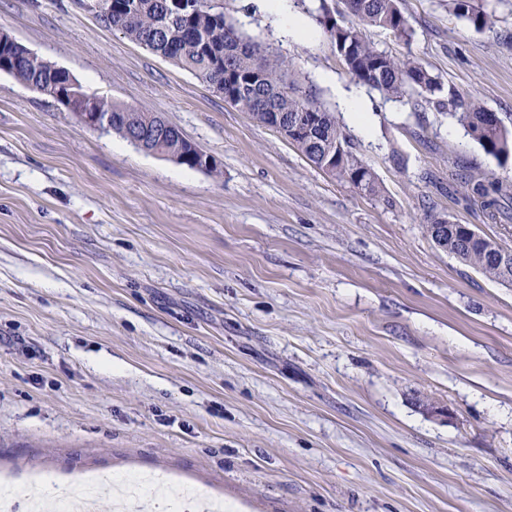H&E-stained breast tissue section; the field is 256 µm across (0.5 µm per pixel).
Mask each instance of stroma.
Listing matches in <instances>:
<instances>
[{
  "label": "stroma",
  "mask_w": 512,
  "mask_h": 512,
  "mask_svg": "<svg viewBox=\"0 0 512 512\" xmlns=\"http://www.w3.org/2000/svg\"><path fill=\"white\" fill-rule=\"evenodd\" d=\"M319 2L288 0L305 38L262 0L224 12L319 90L377 197L76 0H0V29L88 94L163 114L220 168L84 127L0 72V474L15 503L48 475L150 470L236 512H512V286L424 227L433 211L512 249V199L483 207L457 180L464 166L512 183V156L354 81ZM480 2L493 28L400 0L411 41L364 34L512 129V0Z\"/></svg>",
  "instance_id": "stroma-1"
}]
</instances>
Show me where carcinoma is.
Segmentation results:
<instances>
[{
  "label": "carcinoma",
  "mask_w": 512,
  "mask_h": 512,
  "mask_svg": "<svg viewBox=\"0 0 512 512\" xmlns=\"http://www.w3.org/2000/svg\"><path fill=\"white\" fill-rule=\"evenodd\" d=\"M194 2L196 5L182 14L175 9L173 0H112L110 15L101 21L204 82L224 85V96L230 98V103L248 112L256 122L269 126L270 113H283L288 125L279 133L310 162L341 183L380 196L375 174L354 154L351 139L313 85L300 82L292 64L271 45L252 41L228 21L223 0H209L206 6L201 0ZM320 2L318 23L356 82L391 100L409 104L421 97L439 109L446 108L448 116L464 125L486 154H512V131L499 120L490 121L487 109L475 102L463 103L452 89L448 90L447 100L436 98L441 84L423 64L383 52L363 36L361 27L374 26L390 29L399 38L410 40L413 31L398 6L399 0H342L341 15L353 17L351 23L332 19L327 0ZM473 2L449 0V9L478 30L492 28L494 14L476 8ZM0 59L7 65L8 74L28 86L45 81L41 90L50 97L59 91L53 81L70 80V75L51 70L47 61L18 47L1 50ZM85 98L95 109L112 116V130L124 138L134 127L149 133L165 126L168 132L175 133L169 144L146 137V152L174 157L176 152L170 147L178 144L185 152L192 150V142L157 112L124 107L88 94ZM459 180L464 191L480 199L487 208L497 207L503 198L512 199L509 184L485 182L464 173L459 174ZM493 244L497 241L492 238L466 243L462 225L458 224L456 230L448 232L443 249L490 280L511 284L512 277L506 278L488 251Z\"/></svg>",
  "instance_id": "1"
}]
</instances>
